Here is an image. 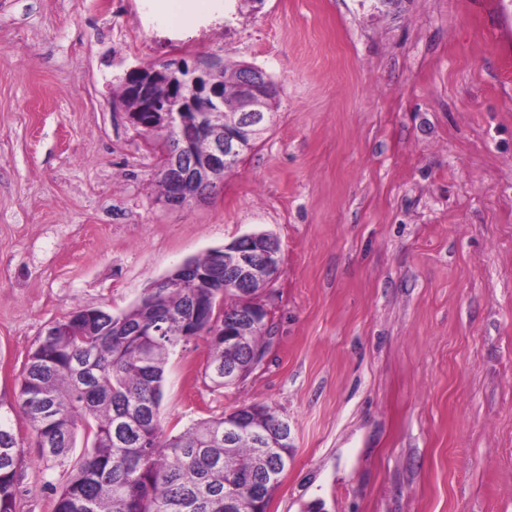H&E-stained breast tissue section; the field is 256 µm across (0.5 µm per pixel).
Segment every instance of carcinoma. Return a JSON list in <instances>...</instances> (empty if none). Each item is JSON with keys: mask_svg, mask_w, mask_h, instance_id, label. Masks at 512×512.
I'll return each instance as SVG.
<instances>
[{"mask_svg": "<svg viewBox=\"0 0 512 512\" xmlns=\"http://www.w3.org/2000/svg\"><path fill=\"white\" fill-rule=\"evenodd\" d=\"M243 63L228 64L213 75L222 85L223 111L208 121L226 129L238 117L235 86ZM153 142L165 153L178 137L173 127ZM204 289L187 279L174 288H153L144 303L119 315L100 308L78 307L82 335L47 330L29 353L18 394L0 395V512H18L17 484L25 455L15 434L17 421L35 433V448L44 469H62L54 512H267L292 449L261 447L239 435L224 444V423L259 409L267 429L277 437L275 416L253 404L228 417L199 422L177 435L164 432L160 420L165 365L183 342L188 327L211 337L205 376L224 386V368L246 378L271 345V331H261L234 351L224 350V336L206 321H190L194 298ZM246 311L232 288L218 306L223 326ZM85 449L71 459L77 436Z\"/></svg>", "mask_w": 512, "mask_h": 512, "instance_id": "1", "label": "carcinoma"}]
</instances>
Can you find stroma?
I'll return each instance as SVG.
<instances>
[{"mask_svg": "<svg viewBox=\"0 0 512 512\" xmlns=\"http://www.w3.org/2000/svg\"><path fill=\"white\" fill-rule=\"evenodd\" d=\"M254 64L270 131L169 208L127 68ZM280 243L272 344L239 384L209 339L165 368L162 425L249 404L291 426L268 512H512V0H233L180 37L147 0H0V393L76 307L127 311L185 259ZM20 512H54L35 434Z\"/></svg>", "mask_w": 512, "mask_h": 512, "instance_id": "1", "label": "stroma"}]
</instances>
